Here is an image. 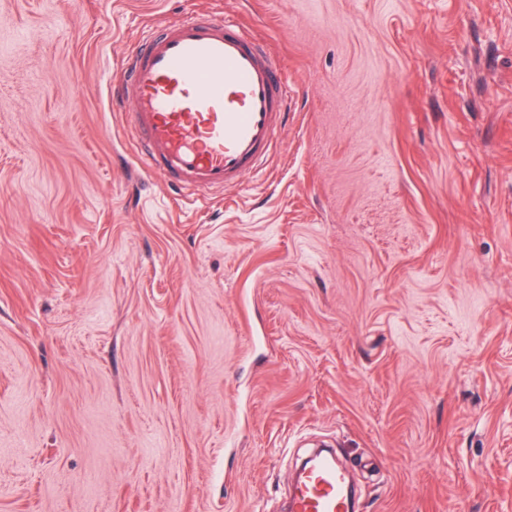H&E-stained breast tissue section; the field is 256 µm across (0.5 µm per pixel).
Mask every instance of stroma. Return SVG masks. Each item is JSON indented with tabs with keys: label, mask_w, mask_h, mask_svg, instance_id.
<instances>
[{
	"label": "stroma",
	"mask_w": 512,
	"mask_h": 512,
	"mask_svg": "<svg viewBox=\"0 0 512 512\" xmlns=\"http://www.w3.org/2000/svg\"><path fill=\"white\" fill-rule=\"evenodd\" d=\"M222 14L293 86L179 202L111 85ZM512 512V0H0V512ZM347 474L330 459L322 458L296 488L290 512H348Z\"/></svg>",
	"instance_id": "stroma-1"
}]
</instances>
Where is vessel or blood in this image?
I'll use <instances>...</instances> for the list:
<instances>
[{
  "instance_id": "1",
  "label": "vessel or blood",
  "mask_w": 512,
  "mask_h": 512,
  "mask_svg": "<svg viewBox=\"0 0 512 512\" xmlns=\"http://www.w3.org/2000/svg\"><path fill=\"white\" fill-rule=\"evenodd\" d=\"M289 98L268 45L227 17L159 23L112 82L113 101L133 106L143 164L195 202L267 170ZM347 488L346 473L319 459L289 512H349Z\"/></svg>"
}]
</instances>
